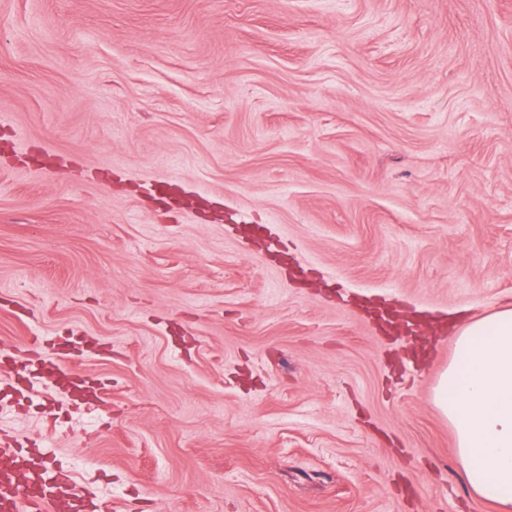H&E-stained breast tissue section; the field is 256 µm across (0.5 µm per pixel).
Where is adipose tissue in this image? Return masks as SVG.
<instances>
[{
  "instance_id": "obj_1",
  "label": "adipose tissue",
  "mask_w": 512,
  "mask_h": 512,
  "mask_svg": "<svg viewBox=\"0 0 512 512\" xmlns=\"http://www.w3.org/2000/svg\"><path fill=\"white\" fill-rule=\"evenodd\" d=\"M460 358L441 374L435 402L457 436L472 493L512 506V310L463 325Z\"/></svg>"
}]
</instances>
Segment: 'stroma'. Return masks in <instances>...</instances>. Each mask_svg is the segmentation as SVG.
Returning a JSON list of instances; mask_svg holds the SVG:
<instances>
[{"label":"stroma","instance_id":"obj_1","mask_svg":"<svg viewBox=\"0 0 512 512\" xmlns=\"http://www.w3.org/2000/svg\"><path fill=\"white\" fill-rule=\"evenodd\" d=\"M512 310V0H0V433L114 512H500L434 388ZM43 350H45V344L37 336H30L21 347H16L14 350L10 349L15 355V360L18 362V369L26 362L32 360L41 361L40 364L43 365L55 364L64 360L61 356L56 361L46 360L42 356Z\"/></svg>","mask_w":512,"mask_h":512}]
</instances>
